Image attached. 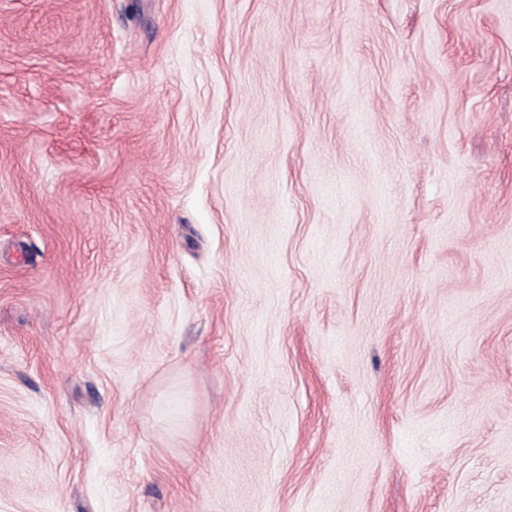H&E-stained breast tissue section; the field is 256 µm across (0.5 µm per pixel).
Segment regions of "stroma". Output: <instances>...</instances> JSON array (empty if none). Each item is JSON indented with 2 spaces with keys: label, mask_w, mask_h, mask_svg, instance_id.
Wrapping results in <instances>:
<instances>
[{
  "label": "stroma",
  "mask_w": 512,
  "mask_h": 512,
  "mask_svg": "<svg viewBox=\"0 0 512 512\" xmlns=\"http://www.w3.org/2000/svg\"><path fill=\"white\" fill-rule=\"evenodd\" d=\"M0 512H512V0H0Z\"/></svg>",
  "instance_id": "obj_1"
}]
</instances>
